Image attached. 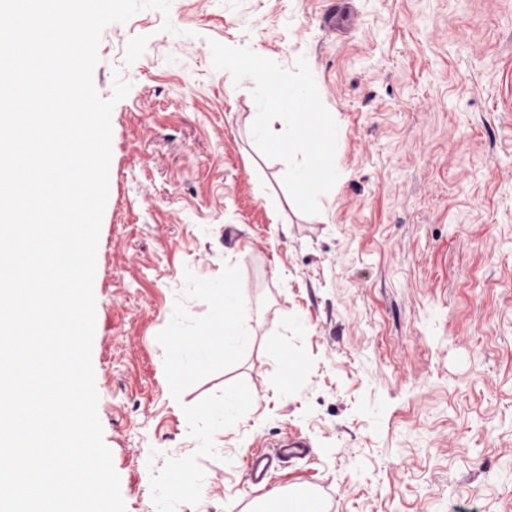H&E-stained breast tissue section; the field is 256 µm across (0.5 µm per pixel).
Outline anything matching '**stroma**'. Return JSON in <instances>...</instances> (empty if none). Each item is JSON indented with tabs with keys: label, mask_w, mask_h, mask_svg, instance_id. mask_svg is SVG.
<instances>
[{
	"label": "stroma",
	"mask_w": 512,
	"mask_h": 512,
	"mask_svg": "<svg viewBox=\"0 0 512 512\" xmlns=\"http://www.w3.org/2000/svg\"><path fill=\"white\" fill-rule=\"evenodd\" d=\"M213 40L307 60L338 122L319 214L288 200L253 83L213 68ZM98 55L101 97L131 84L92 348L126 512H255L300 488L327 512H512V0H171L107 26ZM228 280L248 345L170 391L174 338L218 319ZM235 392L255 399L226 427ZM294 435L308 455L253 486L248 452Z\"/></svg>",
	"instance_id": "obj_1"
}]
</instances>
